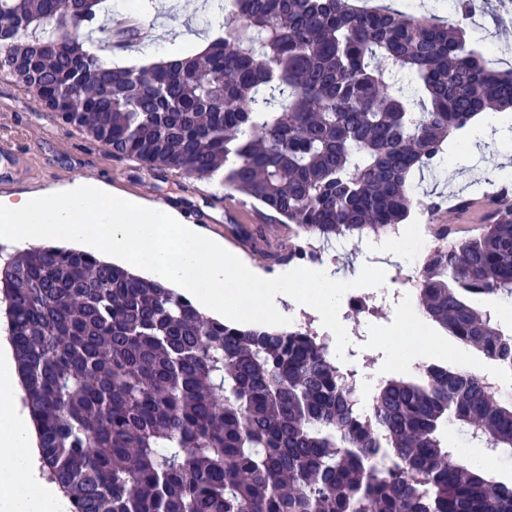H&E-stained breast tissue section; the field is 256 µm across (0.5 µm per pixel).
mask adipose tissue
I'll list each match as a JSON object with an SVG mask.
<instances>
[{
    "label": "adipose tissue",
    "instance_id": "adipose-tissue-1",
    "mask_svg": "<svg viewBox=\"0 0 512 512\" xmlns=\"http://www.w3.org/2000/svg\"><path fill=\"white\" fill-rule=\"evenodd\" d=\"M400 325L388 343L402 371L422 356H445L451 346L411 304H403ZM12 348L0 334V512H68L63 493L41 471L36 435L21 401Z\"/></svg>",
    "mask_w": 512,
    "mask_h": 512
}]
</instances>
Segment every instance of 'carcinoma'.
<instances>
[{"mask_svg": "<svg viewBox=\"0 0 512 512\" xmlns=\"http://www.w3.org/2000/svg\"><path fill=\"white\" fill-rule=\"evenodd\" d=\"M103 0H0V76L144 167L218 180L299 239L388 235L435 209L413 177L482 113L512 111L455 20L351 0H202L223 34L176 61L95 52ZM445 250L416 283L426 317L512 371V202L479 234L434 225ZM0 299L50 479L72 512H512V482L455 461L450 422L512 451V402L483 375L430 364L374 393L372 413L309 329L204 316L185 295L74 248L0 263ZM386 462L382 468L376 460Z\"/></svg>", "mask_w": 512, "mask_h": 512, "instance_id": "carcinoma-1", "label": "carcinoma"}]
</instances>
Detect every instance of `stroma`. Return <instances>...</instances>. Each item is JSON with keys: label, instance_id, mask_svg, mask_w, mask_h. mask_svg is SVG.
<instances>
[{"label": "stroma", "instance_id": "1", "mask_svg": "<svg viewBox=\"0 0 512 512\" xmlns=\"http://www.w3.org/2000/svg\"><path fill=\"white\" fill-rule=\"evenodd\" d=\"M472 38L481 47L493 48L499 68L512 67V10L501 0H487L481 15L470 26ZM0 133L18 156L13 183L7 191L19 194L83 179L104 182L114 189L168 204L182 213L186 222L207 235L223 239L227 250L263 272L265 278L283 274V267L269 268L261 250L247 249L237 242L235 225L256 223L258 208L245 204L236 192L215 183L184 177L180 172H158L116 156L75 128L60 124L39 111L21 85L0 78ZM512 112L503 114L495 131H483L464 151L452 154L436 179L422 184L438 208L430 223L452 224L461 235L473 236L483 221L480 213L462 210L459 192H472L476 182L512 168ZM399 310L393 301L378 303L357 335L351 336L354 361L359 371L380 366L389 355L388 334L397 326Z\"/></svg>", "mask_w": 512, "mask_h": 512}]
</instances>
